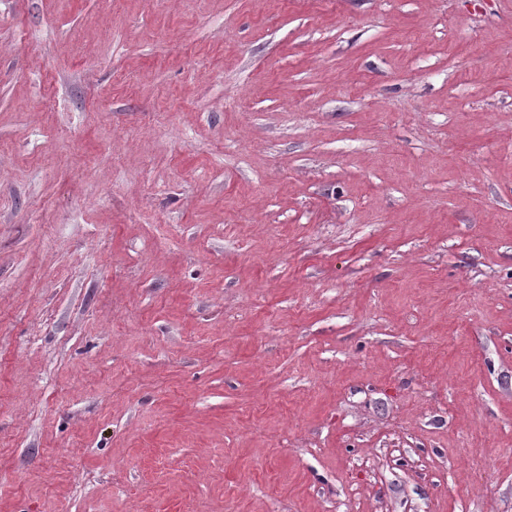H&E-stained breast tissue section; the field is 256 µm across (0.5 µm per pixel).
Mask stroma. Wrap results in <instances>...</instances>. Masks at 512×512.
<instances>
[{"label":"stroma","instance_id":"35a3bbf8","mask_svg":"<svg viewBox=\"0 0 512 512\" xmlns=\"http://www.w3.org/2000/svg\"><path fill=\"white\" fill-rule=\"evenodd\" d=\"M0 512H512V0H0Z\"/></svg>","mask_w":512,"mask_h":512}]
</instances>
